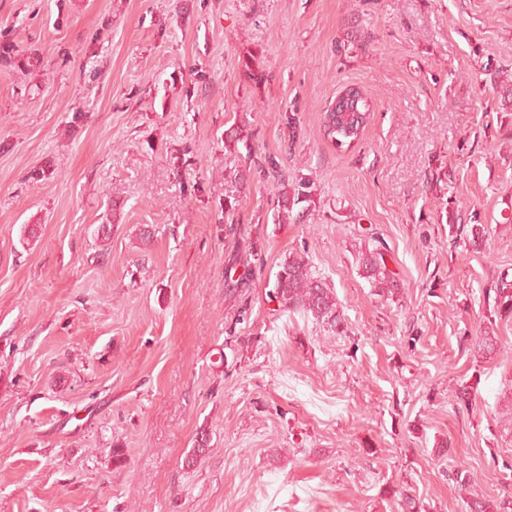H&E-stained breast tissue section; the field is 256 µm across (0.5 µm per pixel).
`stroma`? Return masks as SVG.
Wrapping results in <instances>:
<instances>
[{
	"label": "stroma",
	"instance_id": "1",
	"mask_svg": "<svg viewBox=\"0 0 512 512\" xmlns=\"http://www.w3.org/2000/svg\"><path fill=\"white\" fill-rule=\"evenodd\" d=\"M0 29V512L512 500V0H0ZM295 254L342 332L271 297ZM310 183L306 181H298L293 185L292 191H285L279 196L277 200V209L274 212V221L277 224L288 223V217L290 213L293 211L294 207L299 206L303 203H307V206H310L311 195L310 191ZM383 249L384 246L379 244L373 245L372 249L368 245L364 250H360L362 268L365 269L368 278L379 292L377 294L379 296H384L385 292H391ZM257 252L252 250L250 247L245 255L237 254L235 258H233L232 266L230 268V272L232 269L236 270L237 266H242L244 268L242 275H240L235 281H232L231 285L233 289L237 290L238 288H248L250 285V281L254 277L253 267L255 266L258 258ZM229 272V276H230Z\"/></svg>",
	"mask_w": 512,
	"mask_h": 512
}]
</instances>
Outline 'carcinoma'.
<instances>
[{"instance_id": "cac0c4a2", "label": "carcinoma", "mask_w": 512, "mask_h": 512, "mask_svg": "<svg viewBox=\"0 0 512 512\" xmlns=\"http://www.w3.org/2000/svg\"><path fill=\"white\" fill-rule=\"evenodd\" d=\"M310 183L298 181L293 189L284 191L277 200L274 219L277 223L288 222L294 207L310 203ZM384 246L379 244L373 248L360 251L362 268L374 287L383 296L390 291L389 275L385 264ZM257 261V252L250 249L246 254L233 258L232 267H243V273L232 282L233 289L247 288L254 277L253 267ZM496 308L505 314H512V288L502 287L495 291ZM272 297L279 300L284 311L301 313L315 321L337 330L343 324L337 310L336 298L331 289L314 275L310 264L303 257L292 255L279 264L272 288ZM470 512H512V501L502 500L494 503L490 500L474 499L469 506Z\"/></svg>"}]
</instances>
